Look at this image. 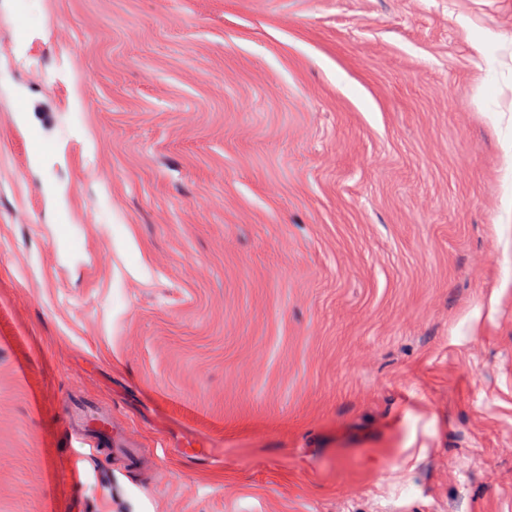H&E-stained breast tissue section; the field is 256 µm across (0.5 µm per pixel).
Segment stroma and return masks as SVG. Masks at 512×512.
Listing matches in <instances>:
<instances>
[{"mask_svg":"<svg viewBox=\"0 0 512 512\" xmlns=\"http://www.w3.org/2000/svg\"><path fill=\"white\" fill-rule=\"evenodd\" d=\"M0 512H512V0H0ZM99 422L103 423L102 430L95 428ZM66 423L68 430L76 432L85 443L93 448H103L105 458L112 457L113 447L115 451L127 453L131 461L137 462L134 436L129 433L113 435L111 408L104 412L74 409L68 415Z\"/></svg>","mask_w":512,"mask_h":512,"instance_id":"35a3bbf8","label":"stroma"}]
</instances>
